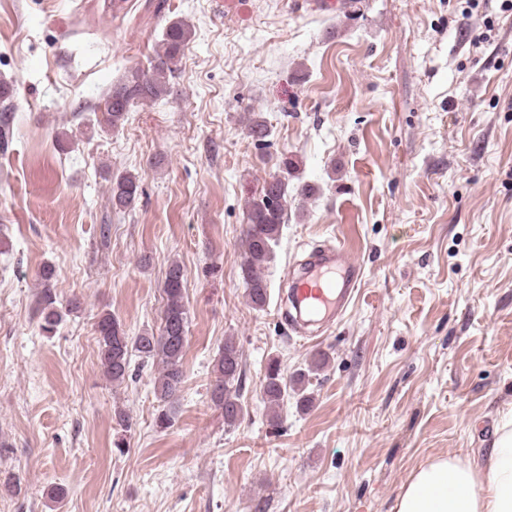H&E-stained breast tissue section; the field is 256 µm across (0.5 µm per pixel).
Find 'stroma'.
Wrapping results in <instances>:
<instances>
[{
  "instance_id": "stroma-1",
  "label": "stroma",
  "mask_w": 512,
  "mask_h": 512,
  "mask_svg": "<svg viewBox=\"0 0 512 512\" xmlns=\"http://www.w3.org/2000/svg\"><path fill=\"white\" fill-rule=\"evenodd\" d=\"M192 31L170 95L108 127L106 94ZM0 512H393L410 473L489 448L512 409V10L501 0H0ZM265 120L266 145L248 135ZM288 210L253 307L249 204L280 172ZM142 193L112 204V179ZM312 186L301 194V186ZM344 245L359 293L328 332L284 322L285 280ZM186 273L184 382L157 359L124 381L95 324L158 332L168 266ZM61 320L43 333L41 272ZM243 418L211 401L225 342ZM320 369H312L317 354ZM304 375L270 407L271 360ZM170 423L156 424L160 411ZM124 413L128 425L116 415ZM124 448H116L117 440Z\"/></svg>"
}]
</instances>
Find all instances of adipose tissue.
Wrapping results in <instances>:
<instances>
[{
    "instance_id": "adipose-tissue-1",
    "label": "adipose tissue",
    "mask_w": 512,
    "mask_h": 512,
    "mask_svg": "<svg viewBox=\"0 0 512 512\" xmlns=\"http://www.w3.org/2000/svg\"><path fill=\"white\" fill-rule=\"evenodd\" d=\"M394 512H512V416L503 419L485 463L448 456L413 471Z\"/></svg>"
}]
</instances>
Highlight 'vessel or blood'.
Instances as JSON below:
<instances>
[{"mask_svg":"<svg viewBox=\"0 0 512 512\" xmlns=\"http://www.w3.org/2000/svg\"><path fill=\"white\" fill-rule=\"evenodd\" d=\"M360 281L361 270L344 246L328 243L313 251L289 284L291 325L333 324L347 311Z\"/></svg>","mask_w":512,"mask_h":512,"instance_id":"vessel-or-blood-1","label":"vessel or blood"}]
</instances>
